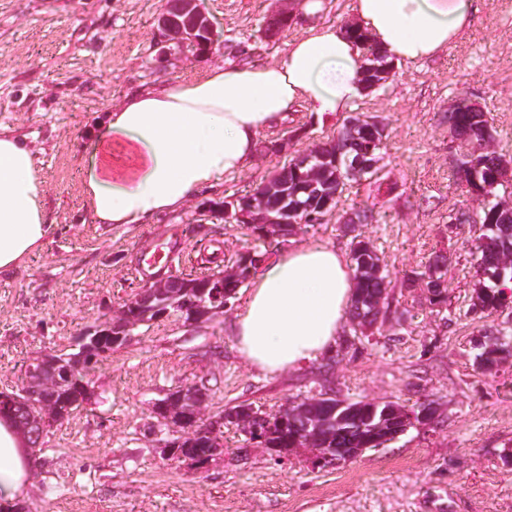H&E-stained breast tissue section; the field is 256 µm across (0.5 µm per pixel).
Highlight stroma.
Segmentation results:
<instances>
[{"instance_id":"1","label":"stroma","mask_w":512,"mask_h":512,"mask_svg":"<svg viewBox=\"0 0 512 512\" xmlns=\"http://www.w3.org/2000/svg\"><path fill=\"white\" fill-rule=\"evenodd\" d=\"M167 0H0V127L24 134L45 183L52 230L25 265L0 273V391L23 385V369L45 353L72 352L82 332L116 315L142 287L134 266L158 239L180 232L185 256L172 273L228 269L255 245L224 221V198L251 192L276 167L335 138L341 120L298 111L263 130L250 167L225 177L178 211L147 224H99L84 204L83 160L106 112L129 94L200 77L216 62L279 61L298 24L270 28L297 0H204L219 35L208 51L157 67L152 51ZM465 37L437 57L400 63L349 113L375 115L388 138L373 177L347 183L338 210L296 231L350 251L354 233L375 247L389 282L383 322L372 335L344 322L334 351L299 369L268 374L250 365L232 336L231 310L194 327L172 315L140 326L88 372L91 395L41 447L22 499L28 512H512V352L492 372L474 364L471 341L512 328V306L471 310L478 282L472 220L481 204L454 183L459 152L448 108L468 96L484 108L489 146L512 157V0H478ZM301 129L297 140L291 130ZM281 153H272L276 143ZM371 210L348 229L340 214ZM467 213L469 222L453 217ZM448 259L447 302L433 305L417 272ZM209 389L207 414L239 404L270 412L305 398L435 401L438 418L341 465L275 459L234 425L224 452L197 467L155 450L152 408L191 384Z\"/></svg>"}]
</instances>
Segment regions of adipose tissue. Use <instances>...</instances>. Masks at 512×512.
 I'll list each match as a JSON object with an SVG mask.
<instances>
[{"instance_id":"ef3b65f1","label":"adipose tissue","mask_w":512,"mask_h":512,"mask_svg":"<svg viewBox=\"0 0 512 512\" xmlns=\"http://www.w3.org/2000/svg\"><path fill=\"white\" fill-rule=\"evenodd\" d=\"M322 9V0H304L309 24L279 62L214 65L113 107L84 163V203L95 221L143 224L176 211L245 170L262 129L297 108L329 119L346 111L361 93L364 59L345 30L320 22ZM351 10L386 55L412 63L463 37L477 0H352ZM50 230L30 143L0 132V272L24 263ZM353 292L342 250L315 241L278 251L253 278L233 323L238 351L270 374L320 359L336 344ZM27 445L0 419V499L25 489Z\"/></svg>"}]
</instances>
